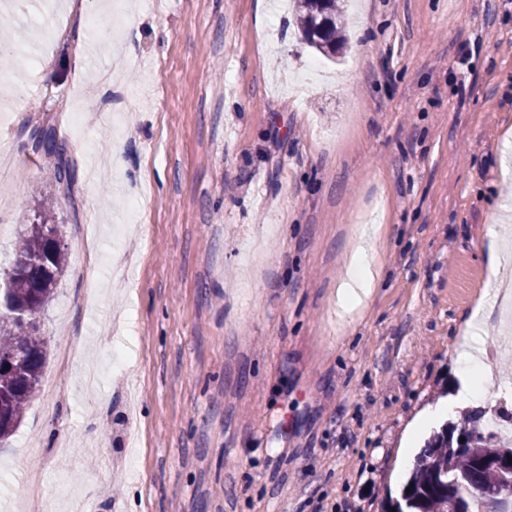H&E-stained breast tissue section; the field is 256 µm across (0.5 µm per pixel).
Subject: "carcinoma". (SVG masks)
<instances>
[{
    "label": "carcinoma",
    "mask_w": 512,
    "mask_h": 512,
    "mask_svg": "<svg viewBox=\"0 0 512 512\" xmlns=\"http://www.w3.org/2000/svg\"><path fill=\"white\" fill-rule=\"evenodd\" d=\"M294 22L303 40L321 56L334 60L347 47L345 0H294ZM46 154L57 160V189L72 191L75 171L67 159V144L49 124L37 130ZM61 196L39 200L36 222L19 233L3 292L8 314H0V441L11 436L36 397L46 364V340L40 314L68 266L55 214ZM30 316L22 323L16 314ZM485 412L467 414L473 427L446 423L433 431L415 468L403 485L400 498L384 512H474L475 501L489 512H501L500 503L486 499L479 489L496 482L495 472L476 467L479 458L512 456V439L483 431Z\"/></svg>",
    "instance_id": "obj_1"
}]
</instances>
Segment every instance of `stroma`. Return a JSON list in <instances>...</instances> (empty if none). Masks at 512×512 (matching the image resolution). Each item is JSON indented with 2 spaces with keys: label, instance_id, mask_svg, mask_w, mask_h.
I'll return each mask as SVG.
<instances>
[{
  "label": "stroma",
  "instance_id": "1",
  "mask_svg": "<svg viewBox=\"0 0 512 512\" xmlns=\"http://www.w3.org/2000/svg\"><path fill=\"white\" fill-rule=\"evenodd\" d=\"M105 2L88 0L77 70L33 37L75 25L67 0H24L0 70V271L35 220L31 184L55 192L37 126L76 168L0 512L34 495L54 512H383L467 321L499 333L486 231L512 241V0H356L337 63L271 0H120L117 20ZM374 223L384 277L337 325Z\"/></svg>",
  "mask_w": 512,
  "mask_h": 512
}]
</instances>
